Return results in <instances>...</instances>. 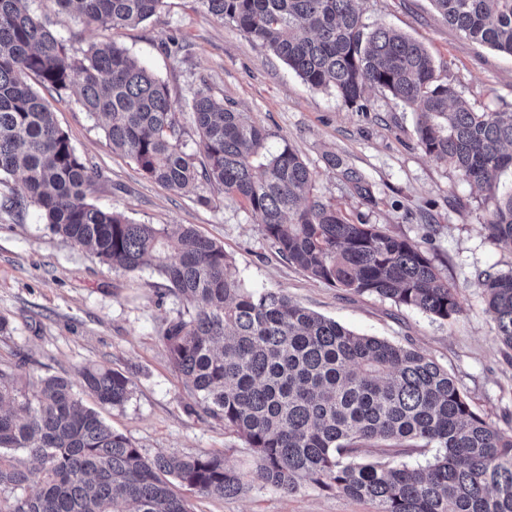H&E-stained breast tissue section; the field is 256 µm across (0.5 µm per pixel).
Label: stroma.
I'll return each instance as SVG.
<instances>
[{"label":"stroma","instance_id":"35a3bbf8","mask_svg":"<svg viewBox=\"0 0 512 512\" xmlns=\"http://www.w3.org/2000/svg\"><path fill=\"white\" fill-rule=\"evenodd\" d=\"M33 9L72 55L101 38L125 48L167 84L184 127L200 84L261 126L266 151L293 149L313 175V193L344 214L419 244L456 288L462 311L436 320L372 294L327 285L288 263L266 240L242 200L215 186L175 193L112 152L100 117L75 93L49 95L58 125L96 174L93 202L141 224H190L223 246L247 288L279 291L293 302L359 334L415 348L448 369L473 408L500 428H512V362L496 339L477 275L512 270V244L488 239L483 224L491 201L452 164L416 144L415 110L377 91L362 105L316 90L283 61L229 21L207 14L199 0H164L142 23L102 31L62 11L56 0ZM368 27L384 24L422 42L441 83L451 84L478 110L512 111V55L472 42L434 9L431 0H361ZM339 166H331L329 155ZM359 171L375 202L350 194L341 171ZM19 177L0 179V367H11L34 389L48 376L78 379L86 366H104L132 379L131 396L101 416L146 457L159 453L219 454L242 475L243 491L210 498L187 492L192 512H372L369 503L305 486L293 493L259 481L256 458L223 422L192 414L193 400L171 367L159 330L179 303L164 293L153 270H113L45 224L34 206L4 208L21 192Z\"/></svg>","mask_w":512,"mask_h":512}]
</instances>
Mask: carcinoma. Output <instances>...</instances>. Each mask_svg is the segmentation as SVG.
<instances>
[{"mask_svg": "<svg viewBox=\"0 0 512 512\" xmlns=\"http://www.w3.org/2000/svg\"><path fill=\"white\" fill-rule=\"evenodd\" d=\"M103 31L139 24L162 0H57ZM234 23L315 89L353 105L376 89L416 108L418 147L452 162L486 192L488 236L512 244V112H477L448 84L417 40L362 22L360 0H199ZM449 25L512 55V0H431ZM0 0V175H21L13 208L38 207L45 223L112 270L154 267L181 304L161 331L194 413L224 422L256 455V477L287 493L303 486L375 505L374 512H512V430L478 414L448 370L422 352L354 333L245 287L224 248L186 224H138L91 202L95 175L76 154L36 78L106 120L112 150L174 192L201 184L242 199L263 236L312 278L377 294L442 321L461 311L454 288L418 244L354 221L312 193V173L291 148L265 154L266 132L203 84L190 105L199 139L188 150L168 86L111 40L79 57L27 7ZM365 204L371 187L344 170ZM503 350H512V272L482 271ZM131 378L89 367L80 386L63 377L26 392L0 369V512H191L182 490L242 492L243 477L219 454L142 455L83 405L80 393L120 407ZM436 449L426 465L402 458ZM23 450L32 468L6 450Z\"/></svg>", "mask_w": 512, "mask_h": 512, "instance_id": "carcinoma-1", "label": "carcinoma"}]
</instances>
